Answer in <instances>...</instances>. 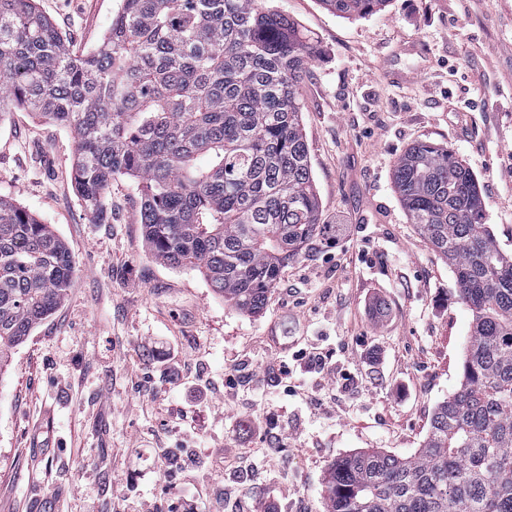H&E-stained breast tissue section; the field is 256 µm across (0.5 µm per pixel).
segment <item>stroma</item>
<instances>
[{
  "label": "stroma",
  "instance_id": "stroma-1",
  "mask_svg": "<svg viewBox=\"0 0 512 512\" xmlns=\"http://www.w3.org/2000/svg\"><path fill=\"white\" fill-rule=\"evenodd\" d=\"M37 6L80 54L121 0ZM264 6L319 48L302 126L322 220L343 231L290 262L259 314L149 256L129 181L112 185L111 222H92L66 128L0 116V195L77 266L0 372V512H196L194 489L217 484L209 512H325L332 463L413 455L459 386L470 314L393 169L415 142L447 145L512 254V0H389L366 18L320 0Z\"/></svg>",
  "mask_w": 512,
  "mask_h": 512
}]
</instances>
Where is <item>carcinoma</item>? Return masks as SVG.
Returning a JSON list of instances; mask_svg holds the SVG:
<instances>
[{"instance_id":"cac0c4a2","label":"carcinoma","mask_w":512,"mask_h":512,"mask_svg":"<svg viewBox=\"0 0 512 512\" xmlns=\"http://www.w3.org/2000/svg\"><path fill=\"white\" fill-rule=\"evenodd\" d=\"M348 18L389 0H320ZM314 39L262 0H121L99 45L75 54L36 0H0V116L24 109L71 131L74 189L97 224L131 180L151 257L198 270L243 314L288 263L333 238L302 129ZM393 183L472 316L459 387L411 457L372 449L325 478L326 512H512V257L485 223L472 169L411 145ZM76 273L50 226L0 196V369Z\"/></svg>"}]
</instances>
